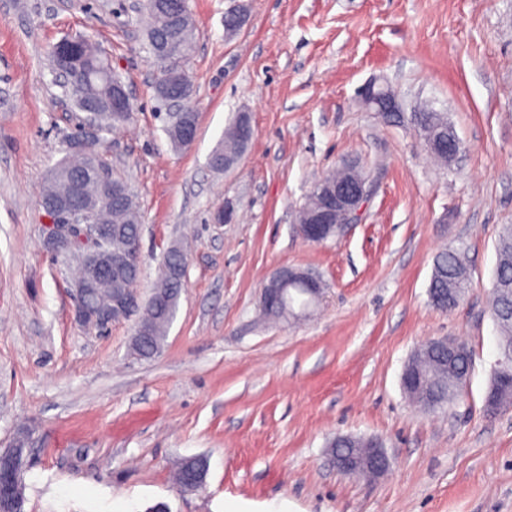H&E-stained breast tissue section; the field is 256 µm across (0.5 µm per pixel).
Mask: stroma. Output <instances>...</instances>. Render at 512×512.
<instances>
[{
    "mask_svg": "<svg viewBox=\"0 0 512 512\" xmlns=\"http://www.w3.org/2000/svg\"><path fill=\"white\" fill-rule=\"evenodd\" d=\"M143 4L0 0V448L28 440L24 512H512V408L484 410L495 245L512 224V0H249L231 36L236 0H189L198 124L181 151L162 131ZM79 33L132 96V120L100 150L140 212L141 299L168 248L188 247L179 310L147 360L130 354L135 320H76L74 270L44 245L40 190L82 118L49 53ZM376 79L405 108L447 113L455 162L363 108ZM241 112L253 139L213 171ZM345 161L372 185L363 219L306 242L297 212ZM227 204L233 222L217 223ZM452 246L472 284L443 312L428 288ZM284 266L319 274L325 296L307 318L264 320L261 291ZM442 336L473 369L462 401L425 413L401 376ZM339 436L380 440L385 475L338 473ZM196 455L207 483L186 493L173 471ZM237 118L239 121L242 142H247L252 138L253 128L249 115L248 113L241 112L228 124L224 131V137L220 140L209 156V166L214 170L224 171V167L229 169L241 157L240 153H234L224 157V151L226 153H230L235 152L239 148ZM221 163L222 167L217 165Z\"/></svg>",
    "mask_w": 512,
    "mask_h": 512,
    "instance_id": "obj_1",
    "label": "stroma"
}]
</instances>
